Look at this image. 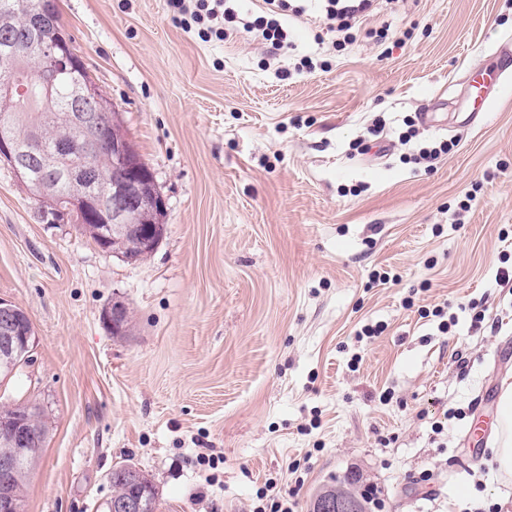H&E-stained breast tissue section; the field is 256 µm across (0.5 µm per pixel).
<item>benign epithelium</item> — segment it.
I'll return each instance as SVG.
<instances>
[{
  "instance_id": "obj_1",
  "label": "benign epithelium",
  "mask_w": 512,
  "mask_h": 512,
  "mask_svg": "<svg viewBox=\"0 0 512 512\" xmlns=\"http://www.w3.org/2000/svg\"><path fill=\"white\" fill-rule=\"evenodd\" d=\"M46 2L27 7L30 18V33L36 36L34 46L38 48L37 69L48 88L54 80L69 71L68 56L57 49L60 36L49 33L42 27ZM76 96L90 104L86 110L72 116L74 125L89 131L116 120V114L105 108L99 97L98 87L88 81L76 88ZM0 161L13 170L17 179L31 192L34 199L42 201L47 197L44 186L32 180L20 159L12 141L0 132ZM112 161L121 171L119 179L99 181L98 190L86 197L66 199V205L59 207L60 215L74 220H89L97 225L101 247L107 248L109 241L122 242L127 248L114 255L128 263L137 262V254L156 250L167 228L165 224L166 203L163 196L148 190L155 181L148 165L139 157L130 141L112 143ZM139 202L158 221L153 224H129L126 220V206ZM106 321L112 334L122 335L128 329L126 309L119 303L106 311ZM35 343L32 323L26 311L9 301L0 299V383L10 378L17 369L27 363ZM13 412L0 414V512H23V502L13 487V476L20 468L24 450L37 444L46 443V434L32 427L33 410L30 405L20 408L11 406ZM107 512H144L143 496L118 498L109 496L105 502ZM351 504L341 497L326 496L316 501L320 512H349Z\"/></svg>"
}]
</instances>
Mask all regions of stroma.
<instances>
[{"mask_svg": "<svg viewBox=\"0 0 512 512\" xmlns=\"http://www.w3.org/2000/svg\"><path fill=\"white\" fill-rule=\"evenodd\" d=\"M56 4L167 229L126 263L0 163V298L36 337L0 402L36 405L48 429L25 512H105L121 464L157 512H252L299 477L309 512L348 475L380 487L382 512H512V476L470 431L512 381V59L487 111L471 99L512 0H393L340 47L308 0L281 15L274 55L240 30L202 41L167 0ZM441 142L434 167L412 163ZM115 303L123 336L103 322ZM441 304L458 317L445 334ZM366 324L384 331L357 342Z\"/></svg>", "mask_w": 512, "mask_h": 512, "instance_id": "stroma-1", "label": "stroma"}]
</instances>
